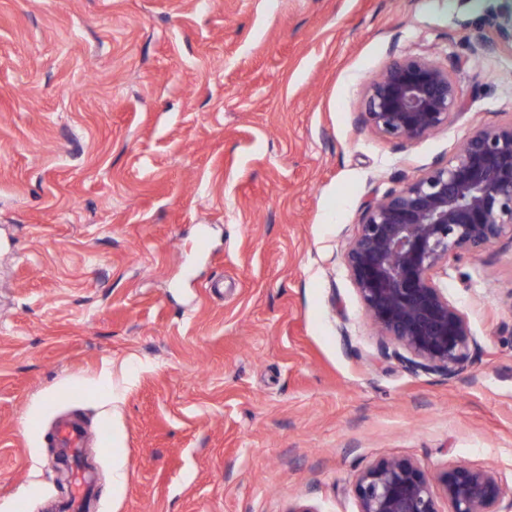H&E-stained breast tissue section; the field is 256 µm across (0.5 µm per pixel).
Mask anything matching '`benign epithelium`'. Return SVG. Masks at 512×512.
Returning a JSON list of instances; mask_svg holds the SVG:
<instances>
[{
	"mask_svg": "<svg viewBox=\"0 0 512 512\" xmlns=\"http://www.w3.org/2000/svg\"><path fill=\"white\" fill-rule=\"evenodd\" d=\"M472 57L447 67L391 54L364 85L358 122L403 147L466 113L456 78L471 59L512 47V16L487 23ZM512 241V119L478 125L445 165H435L363 207L342 256L371 328L404 368L453 377L478 348L468 315L439 278L463 254ZM358 512H512V488L495 473L456 465L433 475L419 463L380 459L352 487Z\"/></svg>",
	"mask_w": 512,
	"mask_h": 512,
	"instance_id": "1",
	"label": "benign epithelium"
}]
</instances>
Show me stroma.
<instances>
[{
	"label": "stroma",
	"instance_id": "obj_1",
	"mask_svg": "<svg viewBox=\"0 0 512 512\" xmlns=\"http://www.w3.org/2000/svg\"><path fill=\"white\" fill-rule=\"evenodd\" d=\"M512 0H0V512L109 430L89 512H357L407 458L512 485V243L440 284L479 347L413 373L340 257L364 203L512 119V50L401 147L357 121L390 48L447 64ZM57 428L58 447L73 448L74 451L85 447L86 433L80 424L62 420L58 423Z\"/></svg>",
	"mask_w": 512,
	"mask_h": 512
}]
</instances>
